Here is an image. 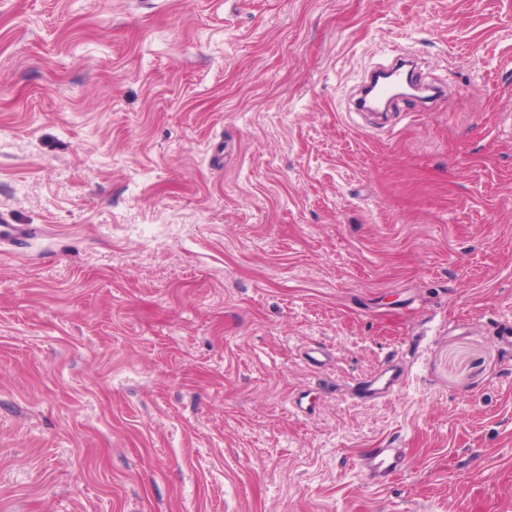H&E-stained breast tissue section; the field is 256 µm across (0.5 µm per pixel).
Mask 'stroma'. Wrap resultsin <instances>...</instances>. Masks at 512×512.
Segmentation results:
<instances>
[{"mask_svg": "<svg viewBox=\"0 0 512 512\" xmlns=\"http://www.w3.org/2000/svg\"><path fill=\"white\" fill-rule=\"evenodd\" d=\"M0 220V512H512V0H0ZM387 73L390 75V80L386 86H377L373 89L370 95H367V90L373 86V82L367 86L363 101H361L362 109H370L373 105H378L376 102H383L390 95V89L397 86H402L407 83L411 71L405 69L404 66L394 62L388 69ZM403 371L395 360L384 362L370 377L355 379L348 396L353 401L375 402L395 394L402 383ZM400 459V449L379 448L376 454L364 463L365 475L370 480L376 479L382 473L395 469L400 464Z\"/></svg>", "mask_w": 512, "mask_h": 512, "instance_id": "stroma-1", "label": "stroma"}]
</instances>
